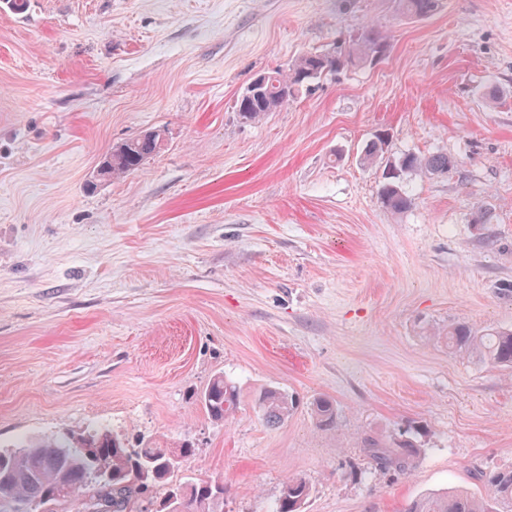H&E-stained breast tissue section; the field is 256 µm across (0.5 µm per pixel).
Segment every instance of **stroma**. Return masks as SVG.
I'll list each match as a JSON object with an SVG mask.
<instances>
[{"mask_svg":"<svg viewBox=\"0 0 512 512\" xmlns=\"http://www.w3.org/2000/svg\"><path fill=\"white\" fill-rule=\"evenodd\" d=\"M380 62L327 76L257 123L251 80L370 26ZM164 145L102 181L118 141ZM409 172L400 214L380 202ZM512 329V0H0V446L103 426L184 440L172 476L224 482V512H403L419 495L488 492L512 468V372L449 350L450 325ZM240 390L212 421L196 396ZM300 405L268 426L256 396ZM336 403L329 430L310 410ZM414 469L363 449L408 428ZM397 2L401 14L412 18L427 17L439 6V0H398ZM454 161L445 153H435L429 156H418L415 154H407L394 165L397 173L392 176L385 177L380 190V198L383 205L394 213H401L411 205V198L403 190L399 182L398 170L417 171L424 174H436L448 172V169L454 167ZM239 392L237 386L224 374L210 379L199 395V404L214 421H224L237 409ZM311 493L305 479H289L283 486L274 512H303Z\"/></svg>","mask_w":512,"mask_h":512,"instance_id":"obj_1","label":"stroma"}]
</instances>
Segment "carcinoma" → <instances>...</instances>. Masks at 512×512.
<instances>
[{
  "instance_id": "carcinoma-1",
  "label": "carcinoma",
  "mask_w": 512,
  "mask_h": 512,
  "mask_svg": "<svg viewBox=\"0 0 512 512\" xmlns=\"http://www.w3.org/2000/svg\"><path fill=\"white\" fill-rule=\"evenodd\" d=\"M402 15L422 18L433 14L439 0H398ZM390 40L383 32L368 28L349 40L343 48L307 51L287 69L264 73V81L253 90H245L235 103V112L246 122L263 119L268 113L297 99L322 77L339 71L374 63L386 56ZM163 145L160 133L152 131L129 138L112 147L101 162L102 176L110 180L140 170ZM454 167L445 153L429 156L407 154L394 165L397 173L385 177L380 190L383 205L401 213L411 198L399 182V173L417 171L444 173ZM448 349L473 354L487 362L512 370V330L493 329L481 336L465 324L448 327ZM237 386L220 373L210 379L199 395V404L214 421L230 417L237 409ZM257 405L267 422L278 424L298 408V400L280 388L260 391ZM317 426L329 429L336 423V405L327 397L313 403ZM104 428L96 427L67 439L25 440L12 448L0 449V512H26L35 504L44 512L62 506L65 512H95L100 502L112 501V512H166L171 495L181 499V512H220L224 503V481L189 479L174 483L171 476L180 464L192 456L195 448L182 442L171 444L148 440L131 447L114 433L100 439ZM94 448L93 455L84 446ZM376 465L381 469L408 470L418 457L419 448L409 436L393 444L382 445L365 440ZM489 493L479 499L468 492H430L411 501L405 512H512V470L487 478ZM311 493L304 479L288 480L281 491L275 512H303Z\"/></svg>"
}]
</instances>
